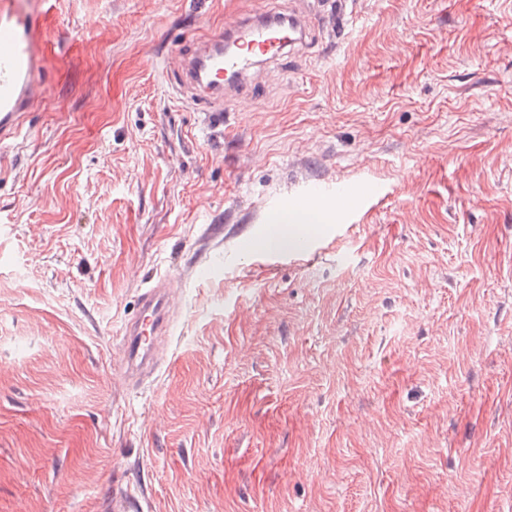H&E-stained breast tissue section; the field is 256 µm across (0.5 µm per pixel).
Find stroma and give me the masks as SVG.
I'll return each mask as SVG.
<instances>
[{
    "label": "stroma",
    "instance_id": "35a3bbf8",
    "mask_svg": "<svg viewBox=\"0 0 512 512\" xmlns=\"http://www.w3.org/2000/svg\"><path fill=\"white\" fill-rule=\"evenodd\" d=\"M291 7L47 0L0 145V512H512V0H350L222 111L178 94L179 54ZM302 207L314 260L242 251ZM160 279L139 295L137 307L122 328L121 361L118 366L132 387L156 374L158 342L172 334L173 289Z\"/></svg>",
    "mask_w": 512,
    "mask_h": 512
}]
</instances>
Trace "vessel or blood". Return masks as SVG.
<instances>
[{"mask_svg":"<svg viewBox=\"0 0 512 512\" xmlns=\"http://www.w3.org/2000/svg\"><path fill=\"white\" fill-rule=\"evenodd\" d=\"M43 5L44 0H0V144L20 134L43 82ZM308 22L307 12L298 9L283 27L269 19L216 33L185 62L187 86L207 91L211 103L222 105L229 81L253 76L259 58L272 59L284 48L302 45ZM173 305V290L162 279L145 288L125 320L119 368L131 386L156 374L157 346L172 333Z\"/></svg>","mask_w":512,"mask_h":512,"instance_id":"obj_1","label":"vessel or blood"}]
</instances>
